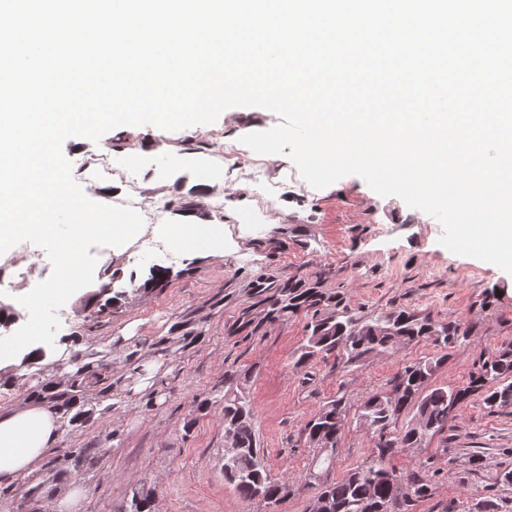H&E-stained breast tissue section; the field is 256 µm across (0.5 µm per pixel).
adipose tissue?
Masks as SVG:
<instances>
[{
  "label": "adipose tissue",
  "instance_id": "adipose-tissue-1",
  "mask_svg": "<svg viewBox=\"0 0 512 512\" xmlns=\"http://www.w3.org/2000/svg\"><path fill=\"white\" fill-rule=\"evenodd\" d=\"M60 425L51 407L32 399L0 409V483L38 477Z\"/></svg>",
  "mask_w": 512,
  "mask_h": 512
}]
</instances>
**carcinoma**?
<instances>
[{
    "instance_id": "cac0c4a2",
    "label": "carcinoma",
    "mask_w": 512,
    "mask_h": 512,
    "mask_svg": "<svg viewBox=\"0 0 512 512\" xmlns=\"http://www.w3.org/2000/svg\"><path fill=\"white\" fill-rule=\"evenodd\" d=\"M169 270L156 266L141 289L163 288ZM327 273L317 271L307 278L292 277L286 281H259L254 285V302L242 309L239 330L257 333L266 325L300 313L310 315L304 343L292 355V363L302 368L318 356L334 353L346 367L371 357L389 353L401 345L430 339L440 347L434 356L403 368L389 390L366 398L358 411L360 424L372 430L375 450L362 464L350 469L339 480L324 483L332 505L331 512H375L373 506L384 503L392 492L396 471L388 461L396 453L413 447V441L430 440L448 426V420L475 395L482 396L490 408L512 405V343L483 358L469 381L456 387L431 385V379L449 357V350L470 336L466 323H442L427 314L408 308H397L384 315L369 317L342 305V300L323 288ZM250 370L224 375V429L232 431L239 451L224 458V480L233 485L246 501L259 500L275 504L298 485L273 478L267 468L255 430V415L247 386ZM113 377L108 355L74 350L66 368L52 377L37 381L28 388L50 404L68 431L112 411ZM346 403L338 397L323 404L305 424L303 435L308 447L315 449L312 466L304 475L327 473L333 466L336 447L340 444L345 424ZM106 452L99 447L79 448L67 461L78 473L98 466ZM410 501L394 512H406L409 502L430 495V485L422 475L409 482ZM129 512H153L150 495L132 492Z\"/></svg>"
}]
</instances>
